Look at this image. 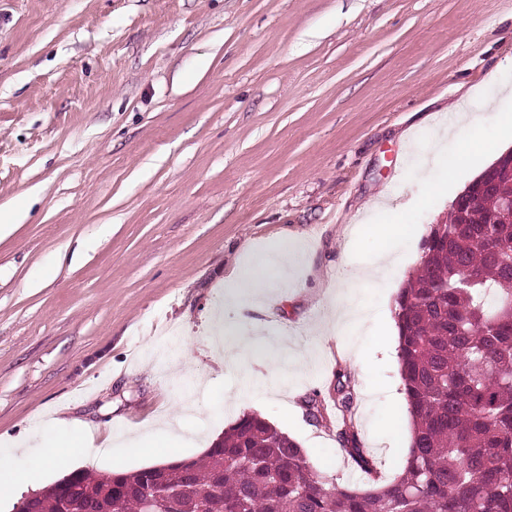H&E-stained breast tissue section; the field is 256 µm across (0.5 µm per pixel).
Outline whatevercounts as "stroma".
<instances>
[{
	"label": "stroma",
	"mask_w": 512,
	"mask_h": 512,
	"mask_svg": "<svg viewBox=\"0 0 512 512\" xmlns=\"http://www.w3.org/2000/svg\"><path fill=\"white\" fill-rule=\"evenodd\" d=\"M512 0H0V452L64 474L55 439L99 430L71 467H149L145 441L202 458L255 413L339 485L361 473L339 394L387 477L401 473L390 394L394 299L431 225L485 168L437 140L466 104L472 137L511 112ZM442 186L428 192L429 183ZM403 206L411 235L369 227ZM295 251L253 297L273 245ZM372 280L354 271L380 249ZM362 324L325 342L337 289ZM250 336L245 359L218 343Z\"/></svg>",
	"instance_id": "35a3bbf8"
}]
</instances>
